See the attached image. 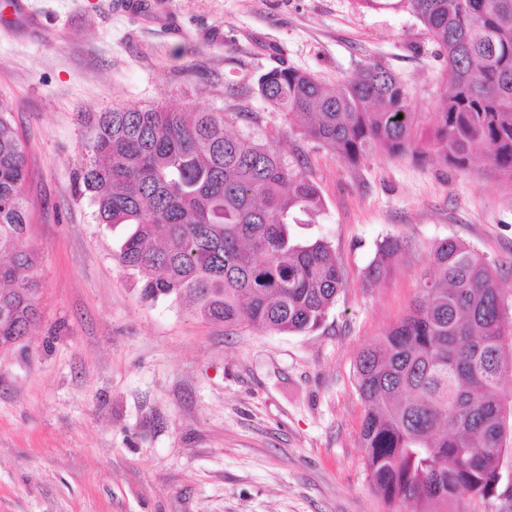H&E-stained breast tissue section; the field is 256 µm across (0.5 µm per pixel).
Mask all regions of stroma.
<instances>
[{"mask_svg": "<svg viewBox=\"0 0 512 512\" xmlns=\"http://www.w3.org/2000/svg\"><path fill=\"white\" fill-rule=\"evenodd\" d=\"M369 63L439 111L445 62L404 9L357 0H0V99L28 149V244L42 288L26 340L0 350V512H392L371 486L356 360L415 304L432 246L490 262L512 309V185L376 154L351 163L255 94L283 65L338 84ZM163 103L259 116L253 136L303 162L344 282L302 334L227 328L145 300L75 173L94 113ZM390 275L366 271L385 238Z\"/></svg>", "mask_w": 512, "mask_h": 512, "instance_id": "35a3bbf8", "label": "stroma"}]
</instances>
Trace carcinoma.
<instances>
[{
  "instance_id": "cac0c4a2",
  "label": "carcinoma",
  "mask_w": 512,
  "mask_h": 512,
  "mask_svg": "<svg viewBox=\"0 0 512 512\" xmlns=\"http://www.w3.org/2000/svg\"><path fill=\"white\" fill-rule=\"evenodd\" d=\"M445 58L447 94L428 123L403 82L379 63L334 86L296 68L272 69L256 92L273 111L306 116V137L350 162L376 152L465 167L480 156L512 183V0H401ZM0 103V349L37 315L38 261L30 224L26 145ZM252 112L121 106L96 116L75 174L100 224H127L119 260L147 299L176 296L227 327L307 332L343 286L322 239L302 237L322 207L301 163L233 131ZM399 245L385 240L367 269L386 277ZM410 313L358 357L365 414L360 443L372 485L390 505L441 512L465 490L502 496L512 410V319L493 270L474 248L444 239L431 250Z\"/></svg>"
}]
</instances>
